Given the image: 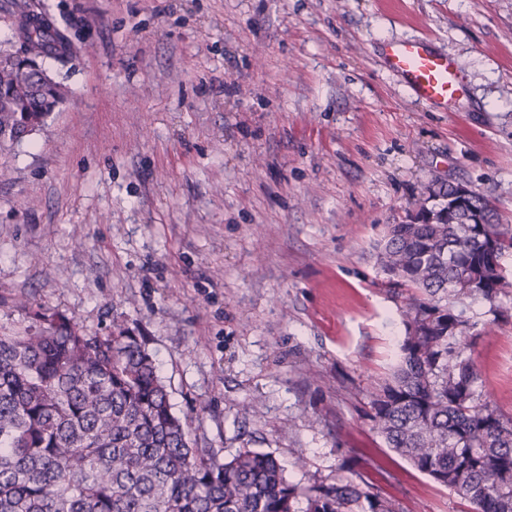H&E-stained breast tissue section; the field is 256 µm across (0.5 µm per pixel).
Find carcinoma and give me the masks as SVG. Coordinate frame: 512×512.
<instances>
[{
	"label": "carcinoma",
	"mask_w": 512,
	"mask_h": 512,
	"mask_svg": "<svg viewBox=\"0 0 512 512\" xmlns=\"http://www.w3.org/2000/svg\"><path fill=\"white\" fill-rule=\"evenodd\" d=\"M61 39L39 26L16 53L43 62ZM32 73L0 70V130L43 123ZM434 181L406 220L388 225L381 268L408 292L399 363L372 393L387 447L453 489L473 512H512V417L476 394L473 327L457 307L491 304L512 282V226L480 193L458 203ZM0 328V512H399L367 483L307 486L269 453L222 462L191 443L155 362L119 326L79 329L58 314Z\"/></svg>",
	"instance_id": "obj_1"
}]
</instances>
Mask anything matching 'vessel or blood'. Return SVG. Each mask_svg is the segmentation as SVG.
I'll use <instances>...</instances> for the list:
<instances>
[{
  "label": "vessel or blood",
  "instance_id": "vessel-or-blood-1",
  "mask_svg": "<svg viewBox=\"0 0 512 512\" xmlns=\"http://www.w3.org/2000/svg\"><path fill=\"white\" fill-rule=\"evenodd\" d=\"M386 64L417 100L450 112L464 93L463 64L436 50L424 38L390 42L384 46Z\"/></svg>",
  "mask_w": 512,
  "mask_h": 512
}]
</instances>
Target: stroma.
Instances as JSON below:
<instances>
[{"instance_id":"stroma-1","label":"stroma","mask_w":512,"mask_h":512,"mask_svg":"<svg viewBox=\"0 0 512 512\" xmlns=\"http://www.w3.org/2000/svg\"><path fill=\"white\" fill-rule=\"evenodd\" d=\"M42 7L71 54L45 61L62 104L0 140V327L122 324L218 459L251 448L295 483L472 512L369 419L405 335L378 252L435 179L512 225V0ZM415 36L462 61L455 111L386 69L384 42ZM465 316L481 398L512 416V288Z\"/></svg>"}]
</instances>
